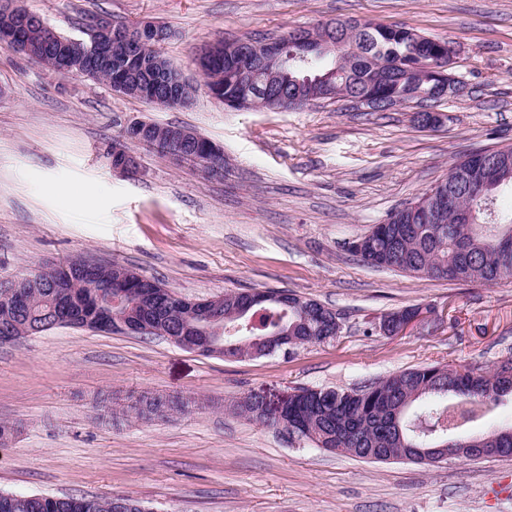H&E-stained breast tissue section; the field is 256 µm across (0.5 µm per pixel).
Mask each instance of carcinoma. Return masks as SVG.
I'll use <instances>...</instances> for the list:
<instances>
[{"mask_svg": "<svg viewBox=\"0 0 512 512\" xmlns=\"http://www.w3.org/2000/svg\"><path fill=\"white\" fill-rule=\"evenodd\" d=\"M28 27L22 37L31 46L33 61L54 68L53 48L62 34L40 16L30 12ZM336 31L347 37L353 50L344 58L325 56L310 58L306 63L288 59V79L279 89L295 91L310 101L327 96L341 98L345 94H366L383 100L382 110L409 92L427 95L425 103L433 107L436 81L426 72L414 81L400 80L404 68L425 54L448 53L451 41L426 37L404 26H387L374 22L334 21L317 27V31ZM216 57L206 66L204 86L217 87L226 100H242L244 109H277L281 103L274 94L257 96L248 101L241 94L230 70V56L235 42L213 43ZM512 189V154L500 158L489 176L485 199L471 203L463 199L460 207H474L472 224L455 223L449 213L444 224H414L412 216L401 207L391 212L384 224L368 230L370 244L351 252L374 268L391 269L426 279L459 283L481 282L493 285L512 278V209L498 204V193ZM110 278V270L102 265L86 270L75 283L68 284L74 296L60 295L61 289L47 288L28 295L21 307L19 324L31 327L54 324L59 315L81 313L88 304L87 289L82 283ZM147 282L135 284L137 290L127 301L122 314L130 321L150 318L180 333L188 324L185 312L165 296L139 299ZM323 304L308 299L289 305L280 301L254 302L249 294L226 292L222 296V327L214 335L230 354L240 358L254 357L258 345L247 339L278 336L281 333L300 343L322 340V325L316 312ZM506 396L512 397V357L492 368L481 366H423L390 375L378 382L352 388L300 387L284 404L280 420L297 430L296 439L317 448L351 455L372 462H386L397 457L403 448H435L445 444L448 455L470 458L469 449L479 452V459L512 456V425L491 427L482 432L473 428L485 423ZM165 412L190 413L203 403L192 397L166 398L139 394L129 396L121 409L127 418L145 419L155 408ZM237 413L266 427L272 418L258 406L232 403ZM0 512H147L128 497H67L0 494Z\"/></svg>", "mask_w": 512, "mask_h": 512, "instance_id": "1", "label": "carcinoma"}]
</instances>
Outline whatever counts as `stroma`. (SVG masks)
<instances>
[{"label": "stroma", "mask_w": 512, "mask_h": 512, "mask_svg": "<svg viewBox=\"0 0 512 512\" xmlns=\"http://www.w3.org/2000/svg\"><path fill=\"white\" fill-rule=\"evenodd\" d=\"M59 33L91 16L153 20L198 85L194 104L146 105L83 75L61 77L0 47V282L75 258L119 263L189 298L281 291L341 321L336 340L253 358L205 357L166 338L56 327L0 345V493L125 495L152 512H512V457L371 463L292 440L231 412L259 393L350 389L429 365L512 356V280L415 278L369 267L351 243L415 201L470 151L512 144V0H24ZM404 26L456 43L465 90L425 128L408 108L346 101L234 110L201 84L211 43L276 38L334 20ZM141 118L224 151L223 175L130 142ZM127 146L137 170L112 168ZM398 336L378 322L407 306ZM132 392L195 396L166 420L117 417ZM422 317L423 314L405 317L386 314L379 322V329L385 335L397 336L415 325Z\"/></svg>", "instance_id": "35a3bbf8"}]
</instances>
